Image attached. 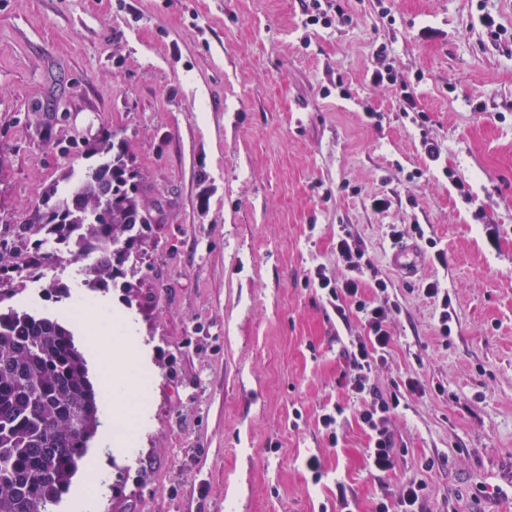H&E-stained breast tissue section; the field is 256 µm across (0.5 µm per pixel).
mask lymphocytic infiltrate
Segmentation results:
<instances>
[{
  "label": "lymphocytic infiltrate",
  "instance_id": "1",
  "mask_svg": "<svg viewBox=\"0 0 512 512\" xmlns=\"http://www.w3.org/2000/svg\"><path fill=\"white\" fill-rule=\"evenodd\" d=\"M336 257L346 270L345 277L334 282L320 273L316 276L317 286L335 302L338 314L353 311L364 321L365 335L352 340L343 351L347 365L344 378L349 391L361 401L359 419L369 435L366 460L370 472L380 478L395 469L398 457L390 429L391 418L405 394L420 395L424 388L418 378L412 377L407 379L404 391L386 397L377 394L373 386L374 372L392 346L390 319L397 307L383 298L389 288L386 280H375L377 298L367 297L362 274L368 261L364 250L344 227L339 230Z\"/></svg>",
  "mask_w": 512,
  "mask_h": 512
}]
</instances>
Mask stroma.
<instances>
[{
	"label": "stroma",
	"instance_id": "stroma-1",
	"mask_svg": "<svg viewBox=\"0 0 512 512\" xmlns=\"http://www.w3.org/2000/svg\"><path fill=\"white\" fill-rule=\"evenodd\" d=\"M342 6L352 24L323 29L306 25L302 0H0V218L22 221L45 185L88 165L35 140L31 111L58 138L109 128L148 204L163 205L130 256L136 298L107 290L146 356L138 429L100 494L73 478L55 512H338L340 481L352 512H371L414 476L424 512H512L497 493L512 483V0ZM486 13L506 38L487 39ZM381 43L414 86L423 129L393 87L370 82ZM342 224L372 264L365 284L385 277L398 306L375 386H425L391 419L403 453L381 480L342 380L341 351L364 322L339 318L312 283L344 277ZM394 224L422 225L444 261L423 249L417 280H402L387 261ZM54 273L68 297L17 279L0 286V310L57 317L88 350L68 309L95 292L72 265ZM432 281L454 308L445 340L423 293Z\"/></svg>",
	"mask_w": 512,
	"mask_h": 512
}]
</instances>
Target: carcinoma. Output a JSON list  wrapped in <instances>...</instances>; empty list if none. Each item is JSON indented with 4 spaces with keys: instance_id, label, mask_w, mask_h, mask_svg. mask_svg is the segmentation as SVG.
<instances>
[{
    "instance_id": "cac0c4a2",
    "label": "carcinoma",
    "mask_w": 512,
    "mask_h": 512,
    "mask_svg": "<svg viewBox=\"0 0 512 512\" xmlns=\"http://www.w3.org/2000/svg\"><path fill=\"white\" fill-rule=\"evenodd\" d=\"M103 129L65 154L100 156L62 194L52 184L20 224L0 232V282L33 279L48 266L97 252L86 286L102 290L125 274L130 250L158 223L133 159ZM98 399L73 333L55 317L0 311V512H54L87 443Z\"/></svg>"
}]
</instances>
